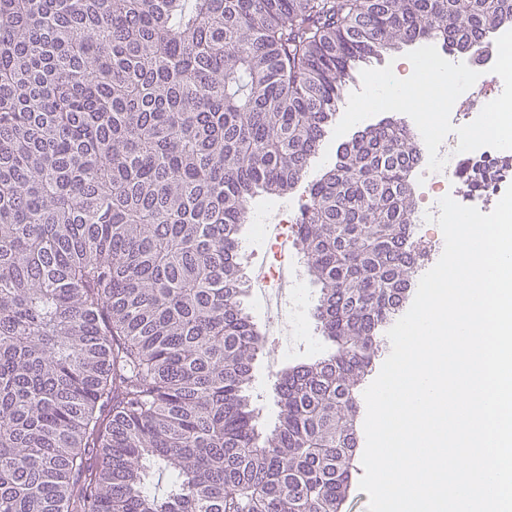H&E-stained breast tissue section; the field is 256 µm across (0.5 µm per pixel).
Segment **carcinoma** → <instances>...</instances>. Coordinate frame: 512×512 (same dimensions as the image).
<instances>
[{"instance_id":"obj_1","label":"carcinoma","mask_w":512,"mask_h":512,"mask_svg":"<svg viewBox=\"0 0 512 512\" xmlns=\"http://www.w3.org/2000/svg\"><path fill=\"white\" fill-rule=\"evenodd\" d=\"M511 25L512 0H0V512H337L424 256L420 147L381 122L308 166L360 68ZM301 185L334 352L275 374L264 431L239 232Z\"/></svg>"}]
</instances>
